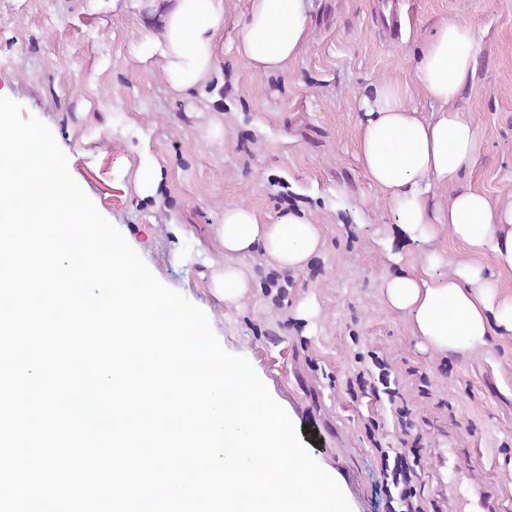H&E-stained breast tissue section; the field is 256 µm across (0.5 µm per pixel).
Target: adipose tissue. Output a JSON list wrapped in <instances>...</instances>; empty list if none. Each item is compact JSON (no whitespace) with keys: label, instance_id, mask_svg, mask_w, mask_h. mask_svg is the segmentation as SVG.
<instances>
[{"label":"adipose tissue","instance_id":"1","mask_svg":"<svg viewBox=\"0 0 512 512\" xmlns=\"http://www.w3.org/2000/svg\"><path fill=\"white\" fill-rule=\"evenodd\" d=\"M124 10L159 13V31L144 33L135 47L140 60L159 59L162 79L176 93L205 89L215 69L224 29V0H120ZM308 0H249L235 44L238 56L257 72L281 70L310 38ZM478 48L470 26L444 24L415 55L421 90L438 105L424 113L409 106L408 92L382 81L361 100L358 158L369 181L391 205L395 220L413 241L424 244L420 271L386 280V304L410 319V332L425 348L470 356L491 340L512 339V296L502 294L495 273L512 272V200L492 202L460 181L479 155L482 141L469 113L455 107L473 79ZM453 185L447 203L431 201L432 186ZM466 248L448 260L433 246L440 225ZM224 266L212 287L225 303H238L250 282L234 257L262 250L281 268L297 269L319 251L316 225L294 213L260 223L244 207L224 211L217 228ZM490 254L491 266L478 262Z\"/></svg>","mask_w":512,"mask_h":512}]
</instances>
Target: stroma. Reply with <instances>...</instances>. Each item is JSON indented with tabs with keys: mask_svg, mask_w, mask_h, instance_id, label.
I'll return each mask as SVG.
<instances>
[{
	"mask_svg": "<svg viewBox=\"0 0 512 512\" xmlns=\"http://www.w3.org/2000/svg\"><path fill=\"white\" fill-rule=\"evenodd\" d=\"M247 8L224 0L218 88L177 97L157 60L133 52L143 32L158 30L157 15L121 13L112 0H0V95L48 127L99 213L159 282L206 313L227 353L250 361L302 443L336 471L352 512H387L381 452L406 436L439 512H512V343L470 357L418 348L381 287L416 271L421 245L396 227L357 158L361 97L392 81L432 111L413 57L442 25L463 22L480 52L455 105L483 143L462 184L494 201L512 197V0H311L308 44L270 73L235 52ZM146 155L161 181L142 198L134 181L151 175ZM240 205L264 224L301 213L320 231V250L288 271L284 299L259 251L238 260L251 281L240 307L211 292L197 253L223 261L216 229L225 208ZM307 302L317 316H299ZM373 353L399 379L409 435L388 403L348 393Z\"/></svg>",
	"mask_w": 512,
	"mask_h": 512,
	"instance_id": "obj_1",
	"label": "stroma"
}]
</instances>
